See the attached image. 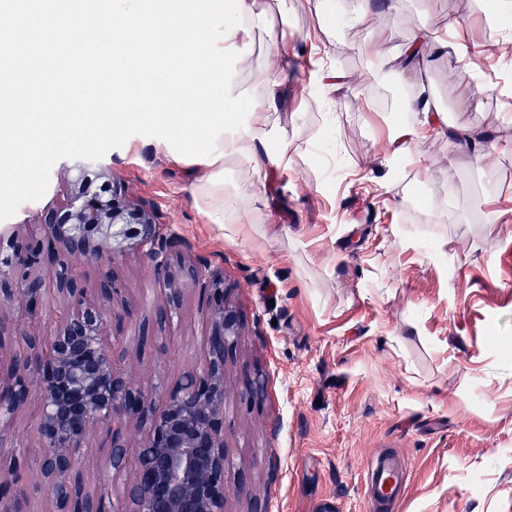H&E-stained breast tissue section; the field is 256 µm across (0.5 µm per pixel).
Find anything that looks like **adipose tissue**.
I'll use <instances>...</instances> for the list:
<instances>
[{
	"label": "adipose tissue",
	"mask_w": 512,
	"mask_h": 512,
	"mask_svg": "<svg viewBox=\"0 0 512 512\" xmlns=\"http://www.w3.org/2000/svg\"><path fill=\"white\" fill-rule=\"evenodd\" d=\"M244 30L232 33V42H242L248 32L266 30L272 17L287 19L288 0H240ZM253 93L258 106L249 119V133L230 135L223 133L216 145L223 156L213 165L196 163L192 166L191 189L194 201L213 224H256L261 213L242 209L241 196L225 177L231 164L268 165L276 169L286 162L288 140L281 134L273 118L272 109L282 84L275 70L265 69L253 77ZM409 111L418 114L414 123H393L386 149L392 160L409 158L430 133L450 135L459 146L473 153L478 160L486 155L474 132L466 127H449L448 116L430 105L427 100L413 98L407 103Z\"/></svg>",
	"instance_id": "1"
}]
</instances>
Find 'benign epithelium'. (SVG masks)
I'll return each instance as SVG.
<instances>
[{
  "label": "benign epithelium",
  "instance_id": "obj_1",
  "mask_svg": "<svg viewBox=\"0 0 512 512\" xmlns=\"http://www.w3.org/2000/svg\"><path fill=\"white\" fill-rule=\"evenodd\" d=\"M91 172L112 176L102 159L63 165L58 176L69 189L37 211L31 236L0 259V302L23 307L36 326L34 338L26 331L15 335L7 377H0V436L37 401L41 512H100L108 500L114 512H224V367L239 338L238 316L224 302V276L176 255V237L162 232L152 207L132 204L113 188L107 196L91 193ZM135 252L149 259L164 294L152 318L135 322L141 344L167 335L179 314L184 279L200 287L208 309L205 361L169 393L137 386L115 363L121 337L112 335V319L133 314L109 266ZM88 262L108 268L97 288L102 305L87 300L81 267ZM52 298L62 302V312L47 325L36 322ZM31 369L38 375L35 386ZM264 396L258 372L247 380L244 398L259 403ZM132 423L144 440L131 459L123 434ZM101 431L111 477L133 469L115 498L110 486L90 490L82 472ZM15 459L13 451L0 453L1 484H18Z\"/></svg>",
  "mask_w": 512,
  "mask_h": 512
}]
</instances>
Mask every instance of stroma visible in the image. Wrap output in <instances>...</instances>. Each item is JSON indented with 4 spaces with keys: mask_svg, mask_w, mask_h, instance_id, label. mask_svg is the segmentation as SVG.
Listing matches in <instances>:
<instances>
[{
    "mask_svg": "<svg viewBox=\"0 0 512 512\" xmlns=\"http://www.w3.org/2000/svg\"><path fill=\"white\" fill-rule=\"evenodd\" d=\"M456 34L412 70L384 66L425 24ZM288 87L274 118L288 135L276 173H231L246 207L269 221L228 234L197 208L186 166L156 153L110 150L130 199L154 205L187 259L224 273L241 315L224 368V512H364L363 470L397 453L405 488L392 512H512V53L487 43L485 0H400L398 24L329 29L316 0H288ZM465 56L456 72L446 60ZM344 75L342 86L319 68ZM420 95L487 138L491 164L455 140L429 138L392 161L393 122L416 121ZM429 202L414 207L422 185ZM127 308L162 302L149 261L114 267ZM120 366L143 388L175 389L201 367L209 317L183 291L177 352L140 351L129 322ZM266 397L248 406L247 377Z\"/></svg>",
    "mask_w": 512,
    "mask_h": 512,
    "instance_id": "obj_1",
    "label": "stroma"
}]
</instances>
